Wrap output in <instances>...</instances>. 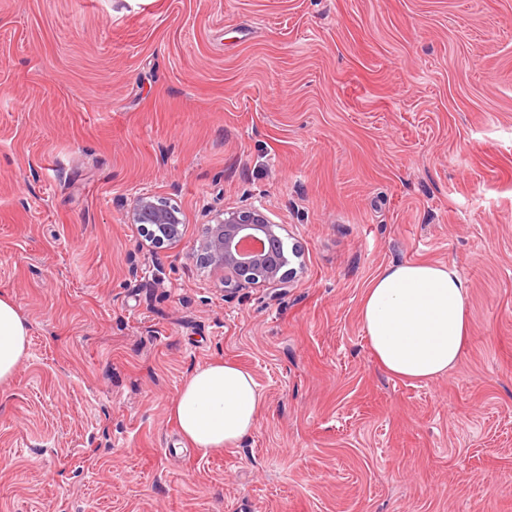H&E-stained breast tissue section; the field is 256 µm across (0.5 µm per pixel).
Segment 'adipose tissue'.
<instances>
[{
    "mask_svg": "<svg viewBox=\"0 0 512 512\" xmlns=\"http://www.w3.org/2000/svg\"><path fill=\"white\" fill-rule=\"evenodd\" d=\"M469 283L450 264L385 267L367 288L360 319L374 361L391 375L430 381L448 373L470 340ZM29 328L0 293V384L26 355ZM263 396L251 372L216 358L194 370L171 405L179 434L201 455L234 446L255 426Z\"/></svg>",
    "mask_w": 512,
    "mask_h": 512,
    "instance_id": "ef3b65f1",
    "label": "adipose tissue"
}]
</instances>
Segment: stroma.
Masks as SVG:
<instances>
[{
    "label": "stroma",
    "instance_id": "stroma-1",
    "mask_svg": "<svg viewBox=\"0 0 512 512\" xmlns=\"http://www.w3.org/2000/svg\"><path fill=\"white\" fill-rule=\"evenodd\" d=\"M252 202L300 255L228 299L197 256ZM409 261L470 285L427 382L360 319ZM0 292V512H512V0H0ZM218 356L264 402L204 457L169 407ZM130 218L133 224H140L149 233L157 231L166 241L177 242L181 237V210L152 193H139L134 198ZM29 328L14 301L0 292V384L10 381L18 362L26 355Z\"/></svg>",
    "mask_w": 512,
    "mask_h": 512
}]
</instances>
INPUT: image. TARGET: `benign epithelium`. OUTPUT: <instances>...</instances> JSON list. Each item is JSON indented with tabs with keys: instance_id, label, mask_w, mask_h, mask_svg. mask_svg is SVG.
<instances>
[{
	"instance_id": "obj_1",
	"label": "benign epithelium",
	"mask_w": 512,
	"mask_h": 512,
	"mask_svg": "<svg viewBox=\"0 0 512 512\" xmlns=\"http://www.w3.org/2000/svg\"><path fill=\"white\" fill-rule=\"evenodd\" d=\"M131 223L176 242L182 234L181 210L152 193L134 198ZM263 206L216 213L207 225L200 262L224 272V296L242 287L285 288L291 280L288 251Z\"/></svg>"
}]
</instances>
